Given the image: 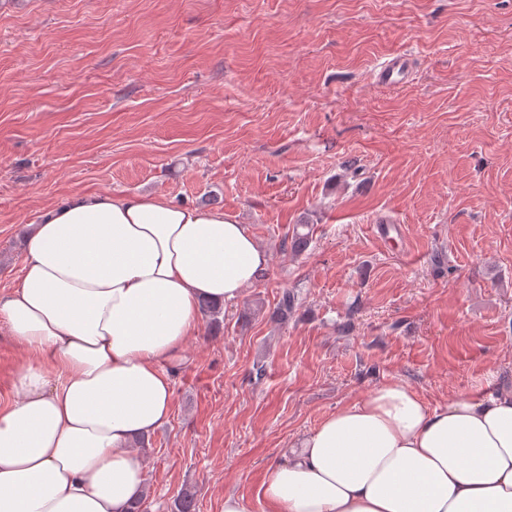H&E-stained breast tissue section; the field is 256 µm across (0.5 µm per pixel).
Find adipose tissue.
Segmentation results:
<instances>
[{"instance_id": "1", "label": "adipose tissue", "mask_w": 512, "mask_h": 512, "mask_svg": "<svg viewBox=\"0 0 512 512\" xmlns=\"http://www.w3.org/2000/svg\"><path fill=\"white\" fill-rule=\"evenodd\" d=\"M269 266L247 225L158 195L75 193L26 237L0 321L26 352L0 408V512H135L134 439L172 410L199 302ZM270 512H512V390L429 407L401 381L303 434L258 489Z\"/></svg>"}]
</instances>
